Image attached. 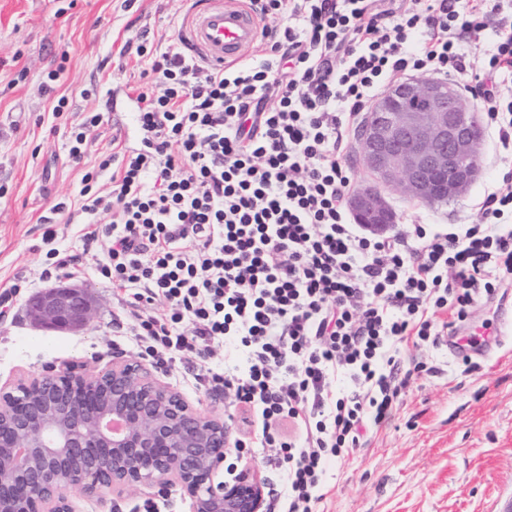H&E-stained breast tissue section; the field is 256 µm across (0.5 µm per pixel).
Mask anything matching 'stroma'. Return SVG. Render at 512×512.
<instances>
[{
    "label": "stroma",
    "instance_id": "obj_1",
    "mask_svg": "<svg viewBox=\"0 0 512 512\" xmlns=\"http://www.w3.org/2000/svg\"><path fill=\"white\" fill-rule=\"evenodd\" d=\"M486 20L479 38L462 48L478 73H485L496 33L512 29V0ZM186 0H0V293L11 297L0 310V384L42 372L52 364L78 363L88 370L131 360L135 350L112 332L123 318L121 294L92 272L74 275L97 304L86 330L45 332L33 326L25 301L42 289L44 261L41 215L61 199L76 198L80 168L69 162L65 131L73 114L99 112L103 123L86 160L97 162L113 142L130 144L127 115L134 105L127 87L140 81L134 57L118 58L125 41L141 33L164 41L180 34ZM68 55L57 91L72 103L70 114L54 117L53 99L41 91L39 76ZM95 95L81 97L86 87ZM482 176L463 196L428 207L393 197L397 224H472L484 197L512 176V155L500 152L485 133ZM438 374L413 376L393 417L373 431L368 447L330 466L322 512H494L498 498L512 496V332L484 356L463 363L445 349L417 352ZM161 381L194 406L237 425L223 394L192 384V365L151 367ZM74 512H189L179 488L167 494L142 487L73 495Z\"/></svg>",
    "mask_w": 512,
    "mask_h": 512
}]
</instances>
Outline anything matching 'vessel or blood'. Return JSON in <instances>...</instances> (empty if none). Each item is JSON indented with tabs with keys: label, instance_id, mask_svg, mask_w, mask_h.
<instances>
[{
	"label": "vessel or blood",
	"instance_id": "vessel-or-blood-1",
	"mask_svg": "<svg viewBox=\"0 0 512 512\" xmlns=\"http://www.w3.org/2000/svg\"><path fill=\"white\" fill-rule=\"evenodd\" d=\"M192 7L184 23L182 38L190 55L203 62L224 66L246 58L260 36V21L248 0L225 4L224 0H190ZM512 319L499 320L496 327L464 331L441 340L452 353L479 355L498 343Z\"/></svg>",
	"mask_w": 512,
	"mask_h": 512
}]
</instances>
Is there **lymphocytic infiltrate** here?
I'll use <instances>...</instances> for the list:
<instances>
[{
  "label": "lymphocytic infiltrate",
  "instance_id": "f902f5d3",
  "mask_svg": "<svg viewBox=\"0 0 512 512\" xmlns=\"http://www.w3.org/2000/svg\"><path fill=\"white\" fill-rule=\"evenodd\" d=\"M259 51L208 67L182 38L136 54L135 146L85 169L75 209L97 279L123 294L140 358H194L195 385L230 397L266 450V512H318L332 461L366 447L471 308L512 288V187L476 224L374 236L351 222L345 161L362 112L397 74L474 66L463 36L495 0H253ZM481 105L512 150V32ZM233 363L210 365L214 349Z\"/></svg>",
  "mask_w": 512,
  "mask_h": 512
}]
</instances>
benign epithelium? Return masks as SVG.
Listing matches in <instances>:
<instances>
[{
  "label": "benign epithelium",
  "mask_w": 512,
  "mask_h": 512,
  "mask_svg": "<svg viewBox=\"0 0 512 512\" xmlns=\"http://www.w3.org/2000/svg\"><path fill=\"white\" fill-rule=\"evenodd\" d=\"M481 114L443 81L392 84L361 132L372 184L348 207L373 235L393 223L390 192L434 205L464 195L482 172ZM38 328L78 332L91 325V296L76 285L44 289L27 301ZM224 418L206 414L157 380L146 364L122 361L90 373L45 367L0 387V512H74V492L178 487L191 512H261L264 486L250 471L220 480L230 448Z\"/></svg>",
  "instance_id": "obj_1"
}]
</instances>
